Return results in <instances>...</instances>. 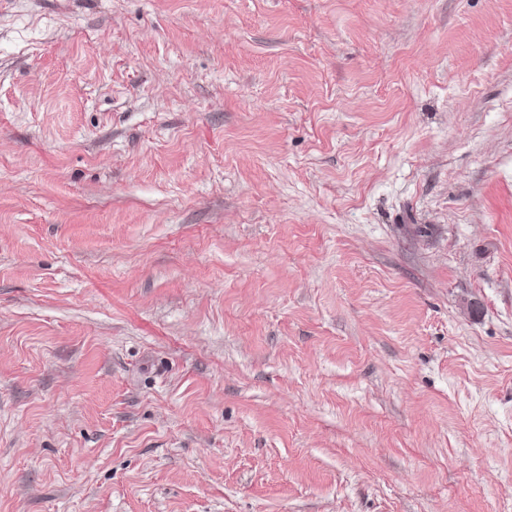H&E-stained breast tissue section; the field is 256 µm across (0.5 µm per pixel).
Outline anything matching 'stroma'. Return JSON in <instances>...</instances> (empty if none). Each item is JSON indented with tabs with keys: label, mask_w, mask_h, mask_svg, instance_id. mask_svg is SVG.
I'll return each instance as SVG.
<instances>
[{
	"label": "stroma",
	"mask_w": 512,
	"mask_h": 512,
	"mask_svg": "<svg viewBox=\"0 0 512 512\" xmlns=\"http://www.w3.org/2000/svg\"><path fill=\"white\" fill-rule=\"evenodd\" d=\"M0 512H512V0H0Z\"/></svg>",
	"instance_id": "35a3bbf8"
}]
</instances>
